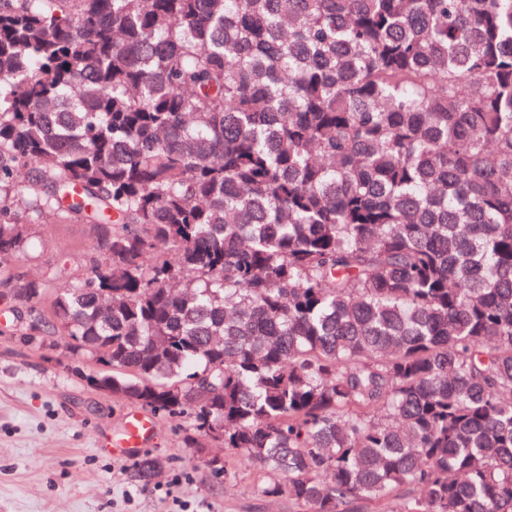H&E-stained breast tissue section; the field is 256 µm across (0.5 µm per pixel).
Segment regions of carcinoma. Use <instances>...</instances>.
<instances>
[{"label":"carcinoma","mask_w":512,"mask_h":512,"mask_svg":"<svg viewBox=\"0 0 512 512\" xmlns=\"http://www.w3.org/2000/svg\"><path fill=\"white\" fill-rule=\"evenodd\" d=\"M47 215L0 300L264 496L512 512V0H0V269ZM95 236L93 224L57 223L54 219L47 218L36 229L28 256L16 260L11 269L24 274L29 280H47L49 267L54 259L58 255L68 254L80 259L72 268L73 276H85L87 267L82 259Z\"/></svg>","instance_id":"1"}]
</instances>
